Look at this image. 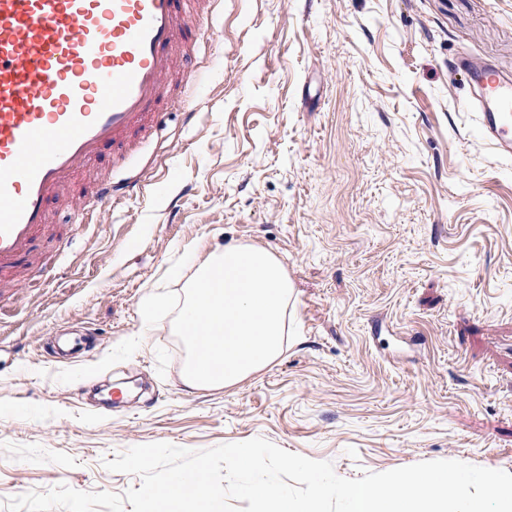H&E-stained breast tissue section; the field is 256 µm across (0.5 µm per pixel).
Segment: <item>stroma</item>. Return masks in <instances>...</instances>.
<instances>
[{"instance_id": "obj_1", "label": "stroma", "mask_w": 512, "mask_h": 512, "mask_svg": "<svg viewBox=\"0 0 512 512\" xmlns=\"http://www.w3.org/2000/svg\"><path fill=\"white\" fill-rule=\"evenodd\" d=\"M461 55L512 76V0H223L188 65L200 97L96 163L142 190L86 228L56 210L70 248L25 261L51 279L0 298V500L140 487L103 462L154 442L261 437L344 478L512 473V157L483 141ZM231 243L282 262L299 335L240 384L191 389L171 318L141 305Z\"/></svg>"}]
</instances>
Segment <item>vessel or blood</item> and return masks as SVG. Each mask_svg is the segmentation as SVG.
<instances>
[{"instance_id":"b4317fda","label":"vessel or blood","mask_w":512,"mask_h":512,"mask_svg":"<svg viewBox=\"0 0 512 512\" xmlns=\"http://www.w3.org/2000/svg\"><path fill=\"white\" fill-rule=\"evenodd\" d=\"M215 0H0V288L13 282L48 209L86 163H121L159 124L171 79L198 44L187 19ZM483 139L512 155V79L458 62ZM131 184L103 179L76 199L85 216Z\"/></svg>"}]
</instances>
